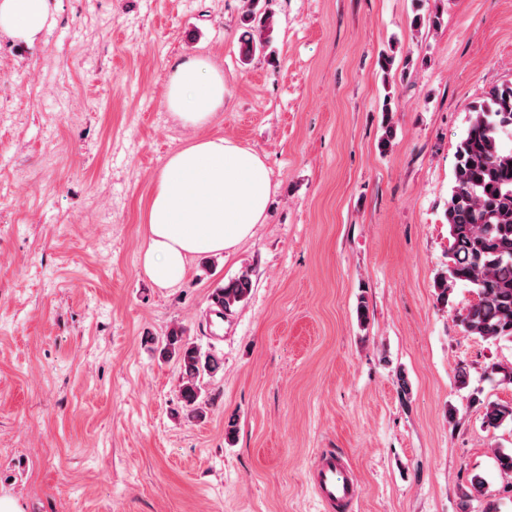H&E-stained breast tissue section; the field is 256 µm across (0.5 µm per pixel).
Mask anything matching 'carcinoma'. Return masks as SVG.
<instances>
[{"mask_svg":"<svg viewBox=\"0 0 512 512\" xmlns=\"http://www.w3.org/2000/svg\"><path fill=\"white\" fill-rule=\"evenodd\" d=\"M257 2L245 4L244 22H257L242 38L246 59L270 45L274 28L272 15L256 16ZM506 135L512 136V83L492 88L474 107L467 133L457 146L447 208L448 265L434 283L437 300L444 306L458 285L473 288L476 300L458 321L468 335L491 341L512 340V148L503 146ZM250 291L251 278L244 271L215 288L211 301L219 312L229 313ZM161 352L179 366L188 417H205L208 402L201 398V382L217 373L220 358L202 352L180 326L168 332ZM506 421L512 422V403L485 406L487 427L496 429ZM464 498L480 502L481 512H499L498 504L487 499L485 479L478 475L471 479Z\"/></svg>","mask_w":512,"mask_h":512,"instance_id":"cac0c4a2","label":"carcinoma"}]
</instances>
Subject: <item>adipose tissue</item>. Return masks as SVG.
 <instances>
[{"mask_svg": "<svg viewBox=\"0 0 512 512\" xmlns=\"http://www.w3.org/2000/svg\"><path fill=\"white\" fill-rule=\"evenodd\" d=\"M49 0H0V33L30 40L49 24ZM224 76L191 57L171 71L166 103L188 126L209 125L224 107ZM271 182L254 152L221 137L199 138L174 152L158 173L144 212V273L157 286L182 282L198 256L227 252L262 221Z\"/></svg>", "mask_w": 512, "mask_h": 512, "instance_id": "obj_1", "label": "adipose tissue"}]
</instances>
